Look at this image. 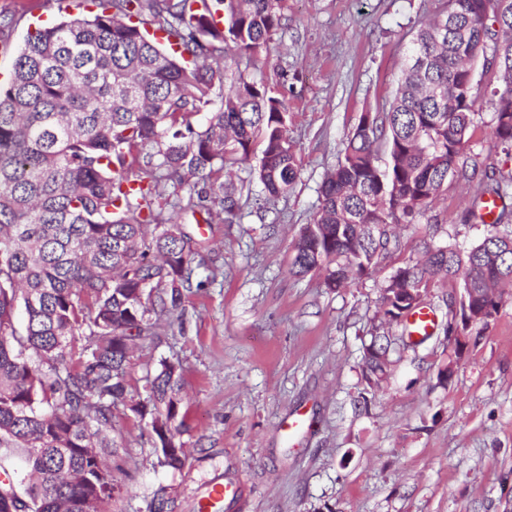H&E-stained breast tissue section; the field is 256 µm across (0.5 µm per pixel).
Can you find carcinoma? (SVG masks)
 I'll use <instances>...</instances> for the list:
<instances>
[{"label":"carcinoma","instance_id":"obj_1","mask_svg":"<svg viewBox=\"0 0 512 512\" xmlns=\"http://www.w3.org/2000/svg\"><path fill=\"white\" fill-rule=\"evenodd\" d=\"M282 0H98L91 19L27 34L0 86V512H105L119 488L104 457L131 411L164 462L180 470L189 432L180 413L184 370L162 358L132 395V353L203 288L199 243L169 212L205 211L233 223L235 168L262 145L261 193L288 194L300 173L283 101L252 76L280 25ZM221 15L224 26L215 16ZM498 24L493 134L512 148V0H449L416 31L405 71L380 112L363 113L321 185L313 222L293 243L290 271L342 287L403 250L397 228L418 224L448 179L477 181L466 222L487 224L466 252L423 243L381 286L395 319L406 295L431 305L435 284L457 282L448 315L487 326L503 284L512 288V177L478 174L464 148L474 125V61ZM165 35L161 45L150 34ZM224 58L230 86L208 59ZM205 113V122L191 118ZM387 159L381 160L379 146ZM194 178L170 200L169 184ZM500 202L485 222L486 199ZM394 341L370 338L362 379L386 378ZM153 494L149 512H175Z\"/></svg>","mask_w":512,"mask_h":512}]
</instances>
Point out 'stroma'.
I'll return each instance as SVG.
<instances>
[{
	"label": "stroma",
	"instance_id": "35a3bbf8",
	"mask_svg": "<svg viewBox=\"0 0 512 512\" xmlns=\"http://www.w3.org/2000/svg\"><path fill=\"white\" fill-rule=\"evenodd\" d=\"M445 0H284L281 26L257 78L288 112L300 175L288 195L255 206L250 165L235 172L236 223H205L183 211L216 278L187 292L183 314L162 322L160 341L136 348L133 378L161 358L185 368L182 411L188 461L154 468V449L134 415L113 435L126 452L111 461L121 490L112 512H148L157 490L180 512L215 479L240 490L231 512H512V295L503 294L463 355L433 335L401 351L387 380L366 392L364 348L378 325L384 267L325 288L317 274H291L292 241L313 218L321 183L342 157L361 112L391 99L416 30ZM91 0H0V84L29 29L93 12ZM478 112L467 155L480 169L512 171V152L492 134L491 68L475 64ZM474 184L449 182L434 209L441 226L402 232L407 252L422 240L467 249L486 233L464 223ZM453 366L450 380L441 372ZM367 405H359V396ZM307 415L311 427L288 438Z\"/></svg>",
	"mask_w": 512,
	"mask_h": 512
}]
</instances>
